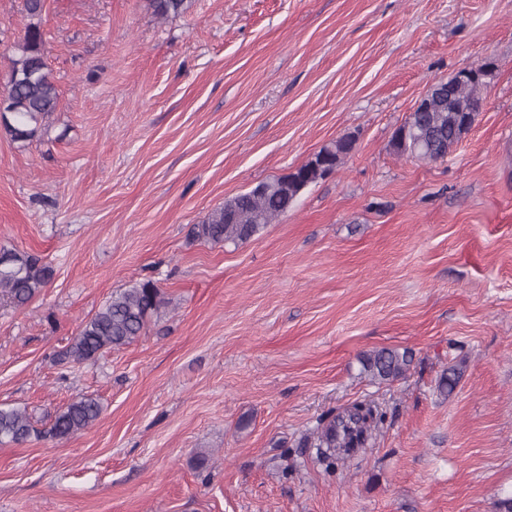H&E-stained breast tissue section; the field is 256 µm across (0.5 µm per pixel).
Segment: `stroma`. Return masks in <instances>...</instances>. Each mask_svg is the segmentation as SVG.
<instances>
[{
  "instance_id": "stroma-1",
  "label": "stroma",
  "mask_w": 512,
  "mask_h": 512,
  "mask_svg": "<svg viewBox=\"0 0 512 512\" xmlns=\"http://www.w3.org/2000/svg\"><path fill=\"white\" fill-rule=\"evenodd\" d=\"M60 105L0 130V248L53 268L0 298V405L36 427L76 397L89 431L0 445V512H496L512 494V0H46ZM30 19L0 0V80ZM493 62L444 159L395 153L435 82ZM344 136L354 147L238 244L193 225ZM169 302L131 345L55 351L112 292ZM409 350L373 384L360 358ZM458 364L451 396L440 375ZM375 401L357 459L309 432Z\"/></svg>"
}]
</instances>
